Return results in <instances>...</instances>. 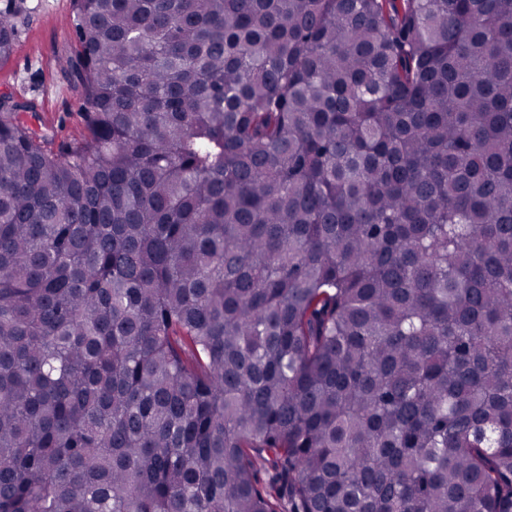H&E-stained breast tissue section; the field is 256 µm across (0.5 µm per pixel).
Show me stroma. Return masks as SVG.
I'll return each instance as SVG.
<instances>
[{"instance_id": "35a3bbf8", "label": "stroma", "mask_w": 512, "mask_h": 512, "mask_svg": "<svg viewBox=\"0 0 512 512\" xmlns=\"http://www.w3.org/2000/svg\"><path fill=\"white\" fill-rule=\"evenodd\" d=\"M1 11L12 12L17 41L0 65V98L31 105L30 122L50 146L81 137L84 102L65 66L75 43L73 0H0Z\"/></svg>"}]
</instances>
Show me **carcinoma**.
<instances>
[{
    "label": "carcinoma",
    "mask_w": 512,
    "mask_h": 512,
    "mask_svg": "<svg viewBox=\"0 0 512 512\" xmlns=\"http://www.w3.org/2000/svg\"><path fill=\"white\" fill-rule=\"evenodd\" d=\"M74 6L87 135L0 99V512H512V0Z\"/></svg>",
    "instance_id": "obj_1"
}]
</instances>
